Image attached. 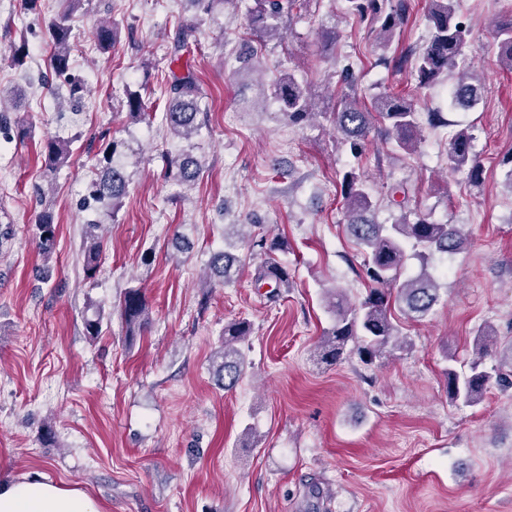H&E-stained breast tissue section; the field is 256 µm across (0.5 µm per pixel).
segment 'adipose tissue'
I'll use <instances>...</instances> for the list:
<instances>
[{"label": "adipose tissue", "mask_w": 512, "mask_h": 512, "mask_svg": "<svg viewBox=\"0 0 512 512\" xmlns=\"http://www.w3.org/2000/svg\"><path fill=\"white\" fill-rule=\"evenodd\" d=\"M0 512H100L79 486L28 474L0 482Z\"/></svg>", "instance_id": "ef3b65f1"}]
</instances>
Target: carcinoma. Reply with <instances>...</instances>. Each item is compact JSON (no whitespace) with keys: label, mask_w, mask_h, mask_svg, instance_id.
<instances>
[{"label":"carcinoma","mask_w":512,"mask_h":512,"mask_svg":"<svg viewBox=\"0 0 512 512\" xmlns=\"http://www.w3.org/2000/svg\"><path fill=\"white\" fill-rule=\"evenodd\" d=\"M299 0H255V7L248 13V29L263 34L282 36L279 29L283 16L296 7ZM348 13L367 25L374 50L386 53L398 31L413 20L415 4L411 0H347ZM458 0H428L424 14L429 28V38L420 48L409 49L396 59L398 69L406 67L416 80V87L425 88L433 84L443 73L456 74L451 86L450 104L470 101L475 106L480 101L483 78L466 62L469 25L458 13ZM72 10L63 11L50 20L47 36L51 43L50 66L57 76H65L70 69L69 25ZM492 37L499 50V61L512 71V23H492ZM115 34L112 28L100 25L95 30V42L102 51L112 48ZM358 78L353 64L343 66L339 84L333 90L334 105L325 116L330 119L339 138L349 144L353 157L361 156L369 136L380 124L384 143L389 145V155L416 151L420 143L418 112L412 101L402 95L382 93L372 98L371 105L362 104L356 95ZM274 97L280 102L283 112L292 124L309 122L319 116L312 111L306 87L293 74L282 75L271 83ZM201 90L192 75H172L169 83L164 121L168 130L177 137L188 138L199 127V105ZM470 127L458 128L448 142V157L454 170L467 173L469 181L477 185L482 168L478 155L473 150ZM45 168L54 173L67 163L70 144L67 141L48 138L43 143ZM165 174L181 184H190L199 177L201 162L190 154L164 159ZM341 189L345 206V228L361 250L365 275L373 284L366 297L357 306L352 305L346 295L333 288L325 292L327 305L334 316L330 328L324 331L318 345L321 362L334 365L341 360L348 343H359V350L367 359L384 356L405 345L400 325L394 321L392 307L398 306L406 316L422 320L439 302V283L429 272L430 259L436 254L461 253L467 249L469 238L456 224H437L426 216L406 211L408 192L401 185L390 188L391 203L402 208L400 217L392 224L375 221V204L372 195L353 167L342 172ZM128 175L126 168L106 162L92 182L90 198L108 206L115 214L122 206L127 194ZM101 225H86L82 250L83 266L88 276L96 274L100 267L102 237ZM244 239L248 240L252 254L260 255L255 283L270 288L288 286V268L280 264L272 253L288 249V240L273 237L260 224H242ZM35 240L39 254L48 258L57 246V230L51 213L42 211L36 218ZM420 263V271L413 277L404 278L402 272L408 259ZM241 259L235 254L220 250L211 254L204 283L209 288L227 285L237 275ZM119 310L127 327L128 335L146 327L149 323L150 307L141 288H128L119 301ZM249 321L233 320L224 325V340L214 352V375L226 387L234 386L244 374L247 363L241 344L250 335ZM512 375L495 367L488 370L483 363V350L478 348L468 371L458 373L450 368L447 373L448 396L454 402L467 405L479 403L492 385L511 387Z\"/></svg>","instance_id":"obj_1"}]
</instances>
